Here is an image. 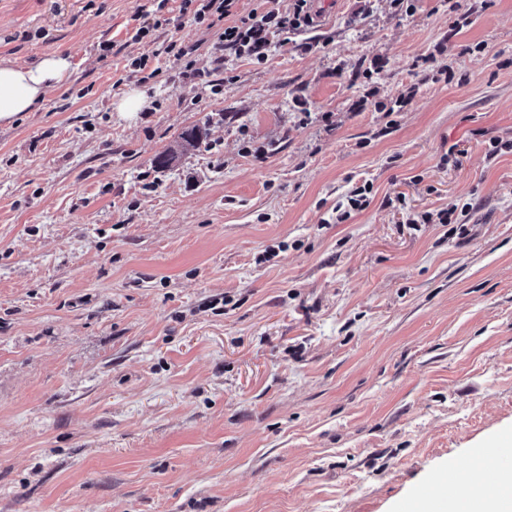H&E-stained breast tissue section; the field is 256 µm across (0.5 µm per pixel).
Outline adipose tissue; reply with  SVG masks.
<instances>
[{
  "mask_svg": "<svg viewBox=\"0 0 512 512\" xmlns=\"http://www.w3.org/2000/svg\"><path fill=\"white\" fill-rule=\"evenodd\" d=\"M72 74L69 55L51 52L26 66L0 60V124H12L19 114L32 111L47 92L63 86ZM476 496L456 505L453 512H502L500 491L512 487V470L495 478L479 477Z\"/></svg>",
  "mask_w": 512,
  "mask_h": 512,
  "instance_id": "obj_1",
  "label": "adipose tissue"
}]
</instances>
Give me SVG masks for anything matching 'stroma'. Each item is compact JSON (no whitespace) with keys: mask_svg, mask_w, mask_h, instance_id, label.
Segmentation results:
<instances>
[{"mask_svg":"<svg viewBox=\"0 0 512 512\" xmlns=\"http://www.w3.org/2000/svg\"><path fill=\"white\" fill-rule=\"evenodd\" d=\"M138 2L0 0V59L73 62L0 125V512H398L481 465L512 437V0H331L222 65L181 0L133 42ZM197 47L195 45L192 46H178L176 41H170L167 44L165 42L161 45L160 49L157 50V55L166 54L169 57H173L176 61L186 60L184 65L185 71L183 72L186 76H198L202 77V74L194 69V60H189L188 58L196 52ZM371 193V187L369 185H363L355 187L350 190L346 196L348 210H344L337 216L339 222L345 221L351 215L352 211H361L367 208L370 204V200L367 194Z\"/></svg>","mask_w":512,"mask_h":512,"instance_id":"stroma-1","label":"stroma"}]
</instances>
